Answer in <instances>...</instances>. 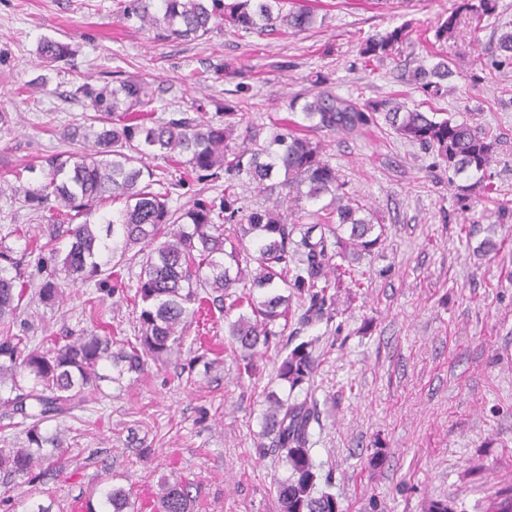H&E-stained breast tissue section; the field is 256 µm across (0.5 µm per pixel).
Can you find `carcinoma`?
<instances>
[{
  "instance_id": "cac0c4a2",
  "label": "carcinoma",
  "mask_w": 512,
  "mask_h": 512,
  "mask_svg": "<svg viewBox=\"0 0 512 512\" xmlns=\"http://www.w3.org/2000/svg\"><path fill=\"white\" fill-rule=\"evenodd\" d=\"M288 0H116L125 19L163 32L165 37L199 40L214 27L228 24L246 34L300 33L313 28L317 14L302 5L284 9ZM405 37V27H395L368 37L361 44L365 59L392 58ZM40 62L50 65L69 55V48L52 38L36 49ZM448 61L441 59L412 71L411 80L429 98L443 94ZM311 99L289 102L305 123L275 127L265 144L256 148L236 143L241 106L224 101L218 119L200 122L183 112L159 117L151 84L128 78L117 85H79L76 93L95 112L91 123L63 131L74 141L93 139L91 153L62 151L47 157L42 180L19 183L12 190L39 214L54 221L69 242L64 256L46 258L33 250L16 254L0 237V379L11 380L9 395L0 398L5 427L25 435L20 448L0 451V474L27 482L42 466L41 424L83 409L85 393L97 388L98 368L109 361L124 374L141 375L148 361L181 354L185 333L202 312L230 313L247 305L250 312L228 322L229 344L254 371V358L269 350L283 335L276 330L288 320L297 301L298 324L308 327L331 322L337 315L336 288L349 274L343 260L368 254L384 235V225L362 213L345 190L336 169L323 159V146L306 131L358 133L384 121L402 138L436 153L457 175L475 177L487 193L499 141L464 122L437 117L435 112L404 109L386 103L359 105L336 95L329 77L317 75ZM149 157L172 159L179 178L156 172L145 163ZM216 182L224 190L196 199L187 208H172L173 189L190 179ZM248 179L266 197L253 208L237 192ZM330 200L312 213L311 224H290L281 212L285 203L302 206V200ZM108 201L123 204L117 219L91 217ZM82 219L76 224L74 220ZM138 257L139 271L130 286L115 268L123 267L129 252ZM58 270L47 274L38 287L28 289L29 267L48 261ZM112 283V294L135 288L137 334L118 338L106 332L104 314L89 308L85 317L94 330L80 336H60L32 344L28 329L18 326L24 298L45 304L63 299L64 283ZM288 294H283V291ZM319 338L295 345L281 360L277 378L289 391L311 384L319 362ZM266 412L256 447L285 460L291 475L278 485L280 512H339L333 495H314V464L310 455L309 427L317 419L316 405L288 402L270 391L264 397ZM195 497L189 485L175 480L160 484L153 512H194ZM87 512H138L132 488L110 486L100 491L98 504Z\"/></svg>"
}]
</instances>
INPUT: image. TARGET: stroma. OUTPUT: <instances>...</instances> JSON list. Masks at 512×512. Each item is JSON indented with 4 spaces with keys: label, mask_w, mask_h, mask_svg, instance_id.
I'll use <instances>...</instances> for the list:
<instances>
[{
    "label": "stroma",
    "mask_w": 512,
    "mask_h": 512,
    "mask_svg": "<svg viewBox=\"0 0 512 512\" xmlns=\"http://www.w3.org/2000/svg\"><path fill=\"white\" fill-rule=\"evenodd\" d=\"M479 0H312L318 22L296 35H247L228 26L201 40H172L125 20L116 0H0V227L48 240L47 226L15 197L25 167L69 150L65 126L91 111L78 85L109 83L115 71L163 86L159 116L186 112L215 119L228 100L240 102L238 135L265 142L275 122L301 121L287 105L310 96L316 75L337 95L360 104L388 101L453 115L498 135L490 169L497 188L484 197L419 145L388 125L357 134L318 133L323 157L351 197L386 227L380 245L354 264L355 276L336 293L332 322L300 327L289 317L281 343L319 337L321 362L310 392L289 391L276 378L281 361L268 351L253 375L240 372L224 318L214 315L207 355L189 353L150 364L144 375L102 383L75 415L45 422L61 440L44 446L61 462L30 484L0 483V512H29L36 503L72 512L74 502L107 485L136 484L142 512H152L163 479L201 488L197 512H279L278 484L288 465L255 446L264 395L311 397L319 420L310 428L316 489L332 494L340 512H424L432 500L454 499L457 512H487L512 488V64H502L499 38L512 30V0L474 24L467 4ZM460 24L439 43L435 29L450 13ZM409 24L395 58L365 62L362 40ZM71 54L55 67L35 55L44 38ZM447 57L453 75L441 98L427 99L407 83L432 53ZM497 244L484 254L485 239ZM105 309L112 332L130 336L129 300L94 285L65 288L61 303H33L23 316L38 339L89 330L87 299Z\"/></svg>",
    "instance_id": "35a3bbf8"
}]
</instances>
